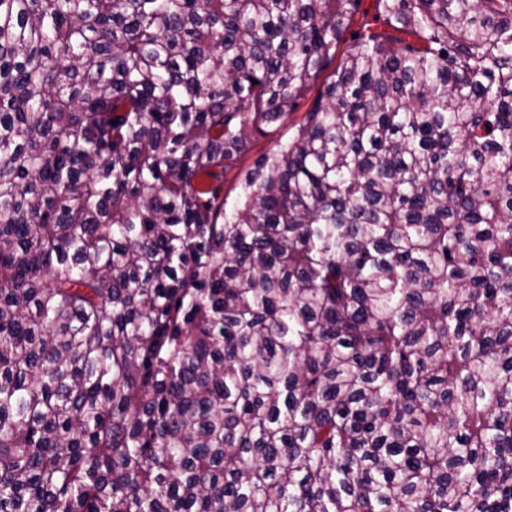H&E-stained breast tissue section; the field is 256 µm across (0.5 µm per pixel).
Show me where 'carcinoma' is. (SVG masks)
Here are the masks:
<instances>
[{
  "label": "carcinoma",
  "instance_id": "carcinoma-1",
  "mask_svg": "<svg viewBox=\"0 0 512 512\" xmlns=\"http://www.w3.org/2000/svg\"><path fill=\"white\" fill-rule=\"evenodd\" d=\"M0 0V512H512V0ZM375 13L374 0H362L359 11L354 15L353 20L344 35V40L339 45L335 61L329 69L321 75L318 81L310 87L305 98L300 100L298 109L281 124H277L275 127L270 128L269 130L272 131V133H269L266 136L257 133H253L251 135L248 148L240 154L233 168L224 175V187L221 191V195L226 197L228 204H232L237 200L240 188L238 182L239 178L244 176V174L253 167L255 160L261 154L273 150L278 144L284 143L292 137L296 130V126L303 121L306 112L317 98L322 87L324 77L335 69L341 54L352 49L356 44L353 35L363 32V26L365 23H373L370 25V28L375 31L387 30L391 32L389 28L380 22H374Z\"/></svg>",
  "mask_w": 512,
  "mask_h": 512
}]
</instances>
